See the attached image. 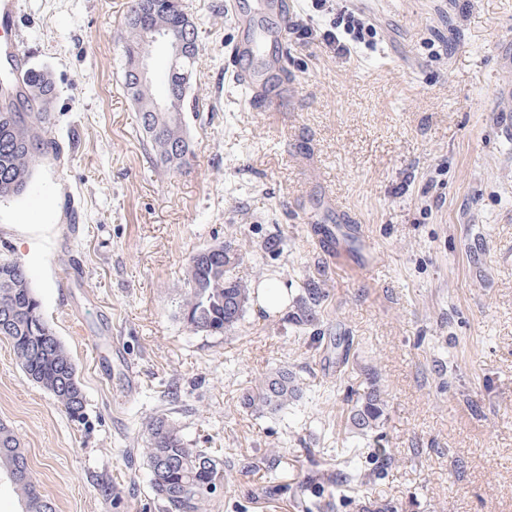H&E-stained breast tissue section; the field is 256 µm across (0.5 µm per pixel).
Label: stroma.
<instances>
[{
	"label": "stroma",
	"mask_w": 512,
	"mask_h": 512,
	"mask_svg": "<svg viewBox=\"0 0 512 512\" xmlns=\"http://www.w3.org/2000/svg\"><path fill=\"white\" fill-rule=\"evenodd\" d=\"M310 37L265 43L293 93L251 105L231 58L236 19L259 0H182L199 56L184 120L194 156L166 171L124 85L119 38L132 0H19L17 54L57 88L59 160L0 203V253L27 267L86 397L71 418L0 336V424L20 441L55 512H161L143 463L152 417L224 463L204 512H302L333 494L396 512H512V0H281ZM377 34L336 54L344 10ZM339 206L330 211L324 191ZM362 234L327 259L318 227ZM281 241L269 252V238ZM230 241L246 288L284 282L286 311L249 301L224 333L179 317L191 257ZM317 318L292 315L308 284ZM302 397L270 414L243 397L274 368ZM375 373L379 441L347 418ZM395 460L383 465L379 449ZM357 458L369 485L331 487Z\"/></svg>",
	"instance_id": "1"
}]
</instances>
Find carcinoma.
I'll list each match as a JSON object with an SVG mask.
<instances>
[{
  "instance_id": "carcinoma-1",
  "label": "carcinoma",
  "mask_w": 512,
  "mask_h": 512,
  "mask_svg": "<svg viewBox=\"0 0 512 512\" xmlns=\"http://www.w3.org/2000/svg\"><path fill=\"white\" fill-rule=\"evenodd\" d=\"M141 32L125 25L121 47L124 59L139 46ZM12 85L16 104L0 112V201L23 195L31 185L36 164L45 157L59 158L60 148L50 137L51 112L56 86L43 70L26 69L21 77L4 78ZM147 143L160 164L179 169L190 164L194 155L184 117L178 112L161 113L146 121L139 113ZM182 144V156L173 155V144ZM240 260L238 249L223 242L195 255L179 304L187 328L221 334L243 317L248 289L231 272ZM309 302L300 308L303 322L315 319L319 289H308ZM0 336L9 339L24 372L49 391L72 418H81L85 396L77 368L62 343L53 334L41 311L29 281L26 266L18 259L0 254ZM300 395L299 382L292 371L280 368L269 373L256 391L246 396L245 405L269 413L284 410ZM384 404L379 390L372 386L356 401L349 415L354 433L362 439L379 437L383 426ZM144 464L149 483L162 512H202L206 495L217 488L221 463L206 448H190L169 416L152 418L147 425ZM21 465L29 469L13 432L0 425V471ZM25 502V512H54L52 503L40 495L32 476L15 483Z\"/></svg>"
}]
</instances>
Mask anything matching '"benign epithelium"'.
<instances>
[{
    "instance_id": "7a95c632",
    "label": "benign epithelium",
    "mask_w": 512,
    "mask_h": 512,
    "mask_svg": "<svg viewBox=\"0 0 512 512\" xmlns=\"http://www.w3.org/2000/svg\"><path fill=\"white\" fill-rule=\"evenodd\" d=\"M168 6L181 13L180 31L172 32L169 26L160 22L157 17L154 18V22L148 25L137 23V26L142 29L141 46L137 53L132 56V60L125 70L126 86L138 88L151 84L149 59L152 47L158 41L162 42L168 50L171 69L176 71L178 66H183L182 86L172 88L169 92L155 97L152 100V105L148 108L150 112L183 111L188 82L195 61L197 38L194 23L184 13L181 0H170Z\"/></svg>"
}]
</instances>
